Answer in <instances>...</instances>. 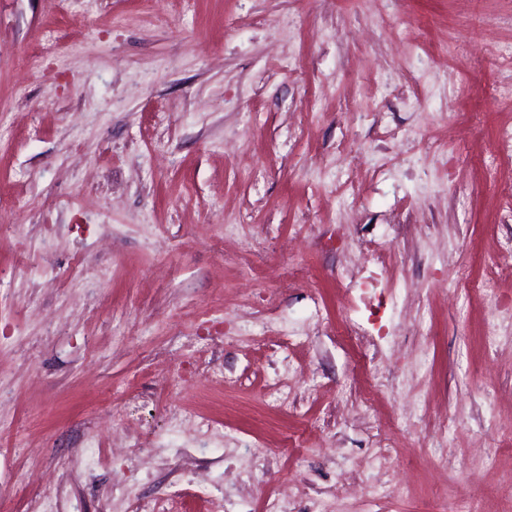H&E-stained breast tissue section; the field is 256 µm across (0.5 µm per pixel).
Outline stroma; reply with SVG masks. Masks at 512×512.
<instances>
[{"mask_svg":"<svg viewBox=\"0 0 512 512\" xmlns=\"http://www.w3.org/2000/svg\"><path fill=\"white\" fill-rule=\"evenodd\" d=\"M508 53L512 0H0V512H512Z\"/></svg>","mask_w":512,"mask_h":512,"instance_id":"obj_1","label":"stroma"}]
</instances>
